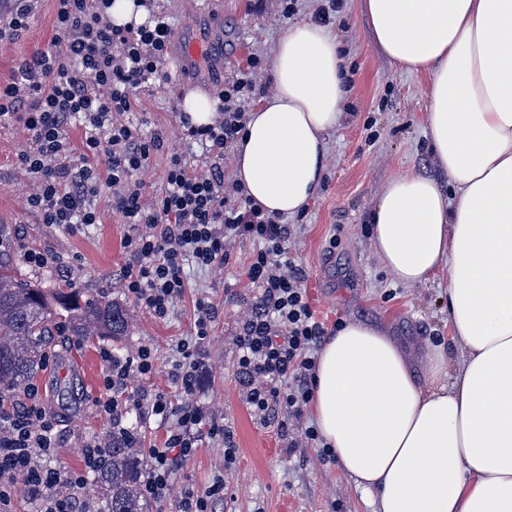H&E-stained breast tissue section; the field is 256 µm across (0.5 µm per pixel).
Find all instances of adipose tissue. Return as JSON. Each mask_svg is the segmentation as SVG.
Listing matches in <instances>:
<instances>
[{
  "instance_id": "obj_1",
  "label": "adipose tissue",
  "mask_w": 512,
  "mask_h": 512,
  "mask_svg": "<svg viewBox=\"0 0 512 512\" xmlns=\"http://www.w3.org/2000/svg\"><path fill=\"white\" fill-rule=\"evenodd\" d=\"M377 50L429 76L424 121L441 178L399 173L372 212L374 253L402 284L448 274L450 341L414 363L381 328L326 337L312 409L376 512H512V0H360ZM234 172L293 217L317 192L342 118L341 45L309 20L273 55ZM452 193H445V185Z\"/></svg>"
}]
</instances>
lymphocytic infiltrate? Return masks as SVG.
<instances>
[{
  "label": "lymphocytic infiltrate",
  "mask_w": 512,
  "mask_h": 512,
  "mask_svg": "<svg viewBox=\"0 0 512 512\" xmlns=\"http://www.w3.org/2000/svg\"><path fill=\"white\" fill-rule=\"evenodd\" d=\"M57 2L49 46L34 53L11 83L0 85V123H20L28 133L18 160L34 184L29 210L45 224H95L99 216L91 200L109 184L112 207L131 228L123 239L124 288L159 320L183 297L186 266L224 267L231 259L228 241L252 240L255 249L243 275L258 293L247 301L236 336L239 385L261 422L276 423L283 436L292 422L301 423L302 447L316 449L322 461H334L317 428L304 421L328 330L307 300V275L291 252V229L280 216L254 207L241 184L224 176V161L250 118L261 57L247 56L225 77L213 123L195 126L181 116L185 138L202 149L197 164L167 152L162 131L144 130L129 118L141 106V92L161 78L169 55L168 16L118 25L109 13L112 0ZM74 122L84 130L76 146L67 137ZM161 154L167 157L164 187L148 202L142 174ZM214 315L211 302L197 300L193 334L173 348L167 390L146 394L132 386L135 379L155 374L158 358L152 348L141 346L122 358L107 348L100 351L105 395L95 405L113 431H123L132 410L168 424L162 442L148 451L141 487L146 499H171L177 470L206 439L222 438L225 464L234 461L232 433L196 400L206 375L198 346L209 336ZM60 442L36 384L25 385L13 401L0 399V508L22 491L36 502V512H99L86 485L106 445L97 438L87 442L82 469L62 472L46 465Z\"/></svg>",
  "instance_id": "f902f5d3"
}]
</instances>
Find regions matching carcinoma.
<instances>
[{
    "instance_id": "carcinoma-1",
    "label": "carcinoma",
    "mask_w": 512,
    "mask_h": 512,
    "mask_svg": "<svg viewBox=\"0 0 512 512\" xmlns=\"http://www.w3.org/2000/svg\"><path fill=\"white\" fill-rule=\"evenodd\" d=\"M19 266L0 259V395L17 391L43 370L48 338L58 332L82 342L94 336L127 335L126 307L102 293L76 288H40L18 276ZM146 460L130 436L115 435L95 473L102 512H149L140 493Z\"/></svg>"
}]
</instances>
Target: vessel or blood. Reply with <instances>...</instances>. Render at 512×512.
Here are the masks:
<instances>
[{
	"label": "vessel or blood",
	"instance_id": "1",
	"mask_svg": "<svg viewBox=\"0 0 512 512\" xmlns=\"http://www.w3.org/2000/svg\"><path fill=\"white\" fill-rule=\"evenodd\" d=\"M221 0H196L190 23L172 40V56L176 63L174 79L184 89H203L219 93L224 75L232 65L230 57L214 49L206 33L207 27L222 18Z\"/></svg>",
	"mask_w": 512,
	"mask_h": 512
}]
</instances>
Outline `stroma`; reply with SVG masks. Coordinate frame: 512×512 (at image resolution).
<instances>
[{
	"mask_svg": "<svg viewBox=\"0 0 512 512\" xmlns=\"http://www.w3.org/2000/svg\"><path fill=\"white\" fill-rule=\"evenodd\" d=\"M224 22L215 42L233 61L254 53L271 61L273 50L287 32L277 0H223ZM56 0H36L29 25L17 38L0 39V84L9 83L36 50L46 48L54 33ZM330 31L345 50L344 117L328 137L326 167L321 184L292 231V251L307 273L304 286L316 318L336 323L365 322L385 329L413 354L448 343L447 273L429 283L408 287L397 282L377 259L369 232L370 213L385 182L400 171L437 175L423 122L429 78L389 64L369 39L359 12V0H341ZM166 62L160 81L143 92L145 109L136 120L146 130H163L169 151L188 153L180 115L185 95ZM26 141L23 127L0 124V253L53 251L63 256L61 268L23 267L29 280L55 288L75 282L85 293L108 290L130 313L128 336L115 341L101 337L74 343L55 337L47 367L35 379L48 410L55 416L62 446L49 467L76 470L82 466V444L109 433L112 425L94 401L103 391L101 348L126 356L138 346L154 348L159 372L140 381L143 392L167 386L171 348L193 331L194 304L213 303L212 334L202 347L207 367L197 399L219 424L233 432L238 448L232 465L224 463L221 438L205 441L176 475L177 487L208 486L223 475L226 499L214 512H374L372 496L356 488L337 464L320 462L311 448H292L275 426L261 423L244 401L237 382L235 336L245 313L244 297L251 290L242 275L253 244L236 240L232 259L221 270L188 269L189 286L168 319L158 320L138 307L122 286L128 257L122 240L130 230L112 209V189L102 185L95 199L97 224L72 230L41 222L27 206L32 183L18 164ZM78 383V399H58L59 380Z\"/></svg>",
	"mask_w": 512,
	"mask_h": 512,
	"instance_id": "35a3bbf8",
	"label": "stroma"
}]
</instances>
